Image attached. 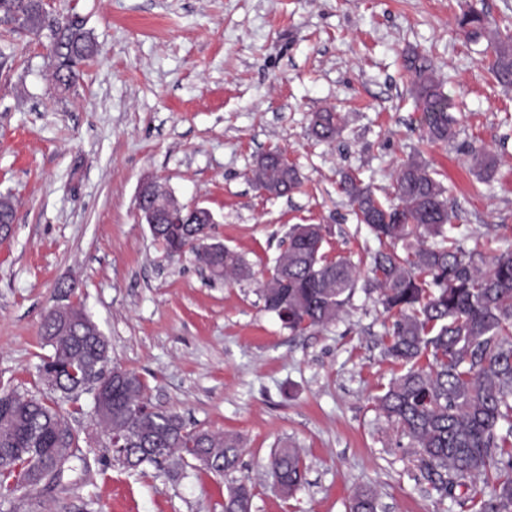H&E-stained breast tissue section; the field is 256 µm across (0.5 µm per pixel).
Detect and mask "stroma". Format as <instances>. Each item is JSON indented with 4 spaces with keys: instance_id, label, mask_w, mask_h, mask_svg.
Instances as JSON below:
<instances>
[{
    "instance_id": "35a3bbf8",
    "label": "stroma",
    "mask_w": 512,
    "mask_h": 512,
    "mask_svg": "<svg viewBox=\"0 0 512 512\" xmlns=\"http://www.w3.org/2000/svg\"><path fill=\"white\" fill-rule=\"evenodd\" d=\"M471 6L512 23V0H54L99 47L75 86L55 88L46 38H23L0 60V194L15 203L0 242V389L47 394L40 369L53 348L41 324L68 280L113 363L142 376L155 406L238 434L245 448L229 474L127 469L85 394L63 409L94 448L88 469L60 497L16 492L18 512H81L89 501L96 512H224L242 481L254 486L252 512H349L365 488L387 512H468L422 478L375 406L402 372L383 351L392 321L376 295L356 288L334 323L291 333L264 310L257 280H211L190 253L168 260L136 196L156 179L210 209L211 236L257 271L294 224L322 225L328 257L365 260L378 242L357 225L341 175L385 197L397 163L418 153L448 189L464 247L487 259L512 250V87L488 70L486 41L457 35ZM408 48L430 57L457 103L448 143L421 140ZM325 109L345 117L331 143L309 130ZM480 146L499 160L487 183L471 171ZM275 150L301 179L281 197L251 181ZM284 443L306 465L289 497L264 467Z\"/></svg>"
}]
</instances>
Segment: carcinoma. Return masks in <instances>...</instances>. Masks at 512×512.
<instances>
[{
    "label": "carcinoma",
    "mask_w": 512,
    "mask_h": 512,
    "mask_svg": "<svg viewBox=\"0 0 512 512\" xmlns=\"http://www.w3.org/2000/svg\"><path fill=\"white\" fill-rule=\"evenodd\" d=\"M40 0H0V16L12 24L0 33V42L45 35L49 40L52 78L57 89L69 91L80 66L97 54V45L83 25L41 15ZM460 33L470 40L485 35L484 16L474 10L457 20ZM412 93L421 111V139L446 142L455 136L453 99L435 77L428 56L410 51L404 59ZM488 68L497 81L512 86V33L496 32ZM343 117L325 110L313 113L311 132L333 141L342 131ZM473 171L489 181L497 156L480 151L473 156ZM258 190L272 186L282 196L300 184L297 170L282 169L270 154L253 170ZM342 192L355 208L358 223L368 227L380 243L374 253L365 291L377 292L385 313L393 318L385 354L403 367L378 396L380 411L396 425L415 450L423 477L440 496L455 497L464 490L475 512H512V251L490 261L466 249L449 235L455 214L447 189L435 172L416 154L397 167L395 204H386L345 173ZM170 258L190 251L216 280L233 283L256 276L246 258L229 248L216 253L209 226L188 210L178 224H157L151 230ZM320 224H295L285 250L262 280L264 309L277 315L293 333L324 328L336 321L350 301L360 278L359 267L347 257L330 259L323 252ZM75 320L49 315L42 336L54 349L43 366L50 389L67 400L86 383L103 376L108 358L103 335L88 336L90 317L74 309ZM95 423L107 437H120L122 465L163 468L172 461H195L222 474L237 469L244 453L240 437L190 428L176 412L153 406L139 375L111 379L93 406ZM70 425L53 400L15 391L0 392V490L8 486L15 468L54 473V488L67 490L64 474L75 459L86 461L69 433ZM267 468L286 495L305 481V463L299 449L285 444L274 448ZM253 493L241 482L228 489L224 512H251ZM350 512H382L378 494L360 490Z\"/></svg>",
    "instance_id": "1"
}]
</instances>
